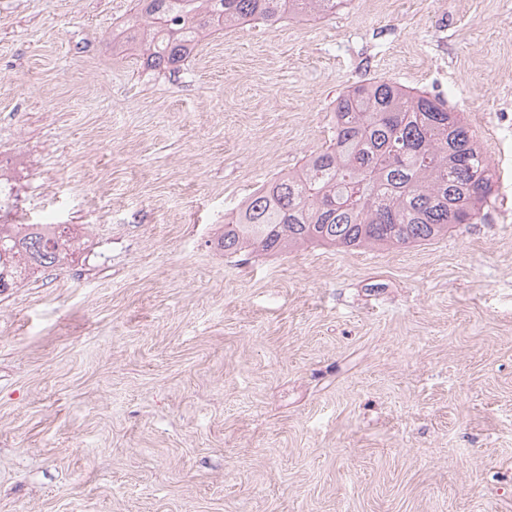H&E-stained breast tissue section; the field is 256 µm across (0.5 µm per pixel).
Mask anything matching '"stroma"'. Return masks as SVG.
Wrapping results in <instances>:
<instances>
[{"mask_svg": "<svg viewBox=\"0 0 512 512\" xmlns=\"http://www.w3.org/2000/svg\"><path fill=\"white\" fill-rule=\"evenodd\" d=\"M133 0H0V149L29 223L91 246L0 293V512H512V0H346L115 53ZM439 96L482 224L405 248L229 254L337 98Z\"/></svg>", "mask_w": 512, "mask_h": 512, "instance_id": "1", "label": "stroma"}]
</instances>
